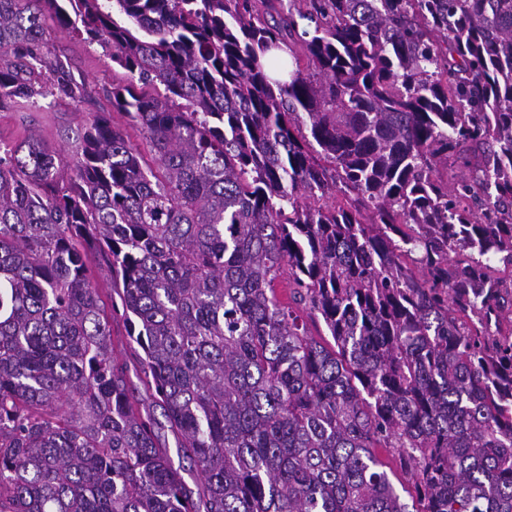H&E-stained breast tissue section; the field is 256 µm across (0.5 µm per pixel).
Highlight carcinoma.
<instances>
[{
	"label": "carcinoma",
	"mask_w": 512,
	"mask_h": 512,
	"mask_svg": "<svg viewBox=\"0 0 512 512\" xmlns=\"http://www.w3.org/2000/svg\"><path fill=\"white\" fill-rule=\"evenodd\" d=\"M48 19L147 153L0 143V512H512V0H0V112L88 99ZM122 308L119 307V311L112 322V346L115 353L119 356L126 358L129 367V380L135 393L137 390L142 394V385L140 382V367L137 359L132 355L127 347V336L125 332V324L123 321Z\"/></svg>",
	"instance_id": "obj_1"
}]
</instances>
